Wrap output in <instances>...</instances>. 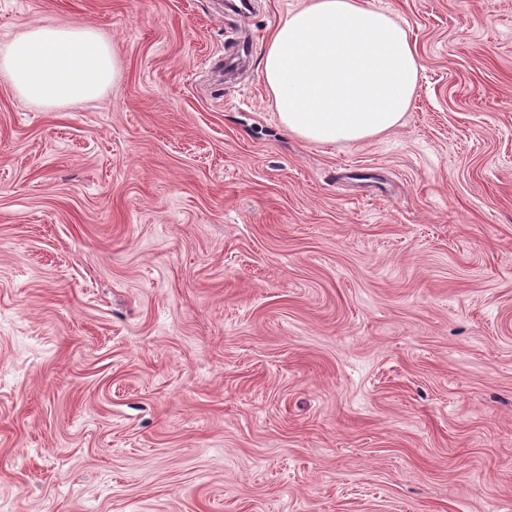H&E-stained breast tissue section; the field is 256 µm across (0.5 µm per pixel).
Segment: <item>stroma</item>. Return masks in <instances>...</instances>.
<instances>
[{
    "label": "stroma",
    "mask_w": 512,
    "mask_h": 512,
    "mask_svg": "<svg viewBox=\"0 0 512 512\" xmlns=\"http://www.w3.org/2000/svg\"><path fill=\"white\" fill-rule=\"evenodd\" d=\"M303 0H0L119 77L0 74V512H512V0H369L399 126L285 131ZM0 70L20 99L44 104L94 99L119 75L112 44L90 25L32 26L0 49Z\"/></svg>",
    "instance_id": "35a3bbf8"
}]
</instances>
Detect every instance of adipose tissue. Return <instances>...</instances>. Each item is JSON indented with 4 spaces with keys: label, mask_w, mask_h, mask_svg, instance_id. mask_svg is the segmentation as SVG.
I'll list each match as a JSON object with an SVG mask.
<instances>
[{
    "label": "adipose tissue",
    "mask_w": 512,
    "mask_h": 512,
    "mask_svg": "<svg viewBox=\"0 0 512 512\" xmlns=\"http://www.w3.org/2000/svg\"><path fill=\"white\" fill-rule=\"evenodd\" d=\"M283 128L315 144L359 143L395 128L416 92L419 58L404 25L368 0H304L261 60ZM17 96L90 100L113 84L117 54L89 25L39 24L0 49Z\"/></svg>",
    "instance_id": "ef3b65f1"
}]
</instances>
